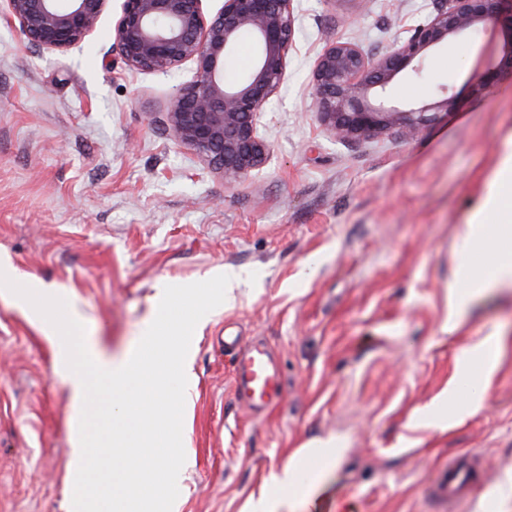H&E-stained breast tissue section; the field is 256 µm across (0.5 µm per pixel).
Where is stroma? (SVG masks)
<instances>
[{
  "mask_svg": "<svg viewBox=\"0 0 512 512\" xmlns=\"http://www.w3.org/2000/svg\"><path fill=\"white\" fill-rule=\"evenodd\" d=\"M121 7L109 0L64 53L0 15V265L65 298L86 344L112 359L136 348L165 286L241 273L192 338L172 512H251L294 450L331 437L344 456L295 512H483L512 475V288L445 326L460 228L512 136L501 30L442 47L393 83L403 104L446 85L459 96L418 137L396 128L342 143L311 107L317 54L337 39L384 51L433 0H299L297 51L261 127L270 158L229 184L166 126L193 65L126 67L112 49ZM487 67L497 89L475 95L467 78ZM493 335L504 349L488 371L473 349ZM228 336L272 353L278 404L257 412L236 398ZM465 375L484 403L448 419V389ZM73 411L53 344L0 293V512H73ZM451 464L471 475L454 504L434 493Z\"/></svg>",
  "mask_w": 512,
  "mask_h": 512,
  "instance_id": "1",
  "label": "stroma"
}]
</instances>
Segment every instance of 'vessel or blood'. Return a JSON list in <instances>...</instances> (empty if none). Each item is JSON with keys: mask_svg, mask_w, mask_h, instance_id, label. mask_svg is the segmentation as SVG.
<instances>
[{"mask_svg": "<svg viewBox=\"0 0 512 512\" xmlns=\"http://www.w3.org/2000/svg\"><path fill=\"white\" fill-rule=\"evenodd\" d=\"M239 401L253 410L264 408L280 396V374L277 364L266 348H247L238 363L235 374ZM469 478L462 469L451 467L441 475L437 491L441 496L462 498Z\"/></svg>", "mask_w": 512, "mask_h": 512, "instance_id": "b4317fda", "label": "vessel or blood"}]
</instances>
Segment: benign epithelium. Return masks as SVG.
Here are the masks:
<instances>
[{
	"label": "benign epithelium",
	"instance_id": "benign-epithelium-1",
	"mask_svg": "<svg viewBox=\"0 0 512 512\" xmlns=\"http://www.w3.org/2000/svg\"><path fill=\"white\" fill-rule=\"evenodd\" d=\"M4 2L30 44L65 52L95 30L107 0ZM203 2L123 0L113 26L114 46L121 60L139 71L166 75L193 63V80L180 86L168 103V129L230 184L260 169L271 154L258 126L265 105L288 75L296 47L297 0H223L212 15ZM488 25L507 27L503 61L512 65V0H436L424 22L411 26L380 54L336 40L312 69V110L339 141H361L397 126L414 137L437 114L452 110L456 96L443 86L434 103L399 106L388 98L391 85L399 77L420 74L434 51ZM244 31L254 38V65L241 80L226 83L224 62ZM496 81L497 72L475 70L468 86L488 94Z\"/></svg>",
	"mask_w": 512,
	"mask_h": 512
}]
</instances>
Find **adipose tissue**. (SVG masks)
<instances>
[{
	"label": "adipose tissue",
	"mask_w": 512,
	"mask_h": 512,
	"mask_svg": "<svg viewBox=\"0 0 512 512\" xmlns=\"http://www.w3.org/2000/svg\"><path fill=\"white\" fill-rule=\"evenodd\" d=\"M462 239L469 256L486 254L492 269L481 271L470 260L458 266L448 285V302L455 317L489 289L512 284V136L494 160L480 198L463 226ZM341 453L335 442L318 443L295 453L286 465L272 473L271 480L287 492L289 499L310 496L335 470ZM313 459L318 467L312 472L308 463Z\"/></svg>",
	"instance_id": "1"
}]
</instances>
